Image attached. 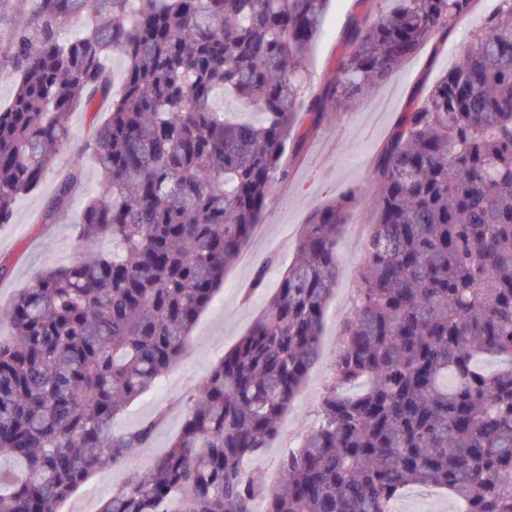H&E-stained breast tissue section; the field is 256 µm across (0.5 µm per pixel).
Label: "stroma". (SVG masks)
<instances>
[{"mask_svg":"<svg viewBox=\"0 0 512 512\" xmlns=\"http://www.w3.org/2000/svg\"><path fill=\"white\" fill-rule=\"evenodd\" d=\"M386 7L385 0H373L368 8L356 0H330L321 33L306 61L308 89H322L335 73L354 18L366 13L378 18ZM465 33L462 27L452 31L446 46L440 48L427 43L351 109L337 113L333 121L320 125L311 134L288 183L276 187L273 199L261 214L259 234L248 243L241 259L226 270L211 303L199 315L190 345L161 382L134 399L116 419L117 427L132 429L158 412L166 414L151 446L136 451L134 462L139 468L149 467L169 447L180 429L184 400L264 311L291 262L296 239L309 214L345 188L368 183L374 158L398 113L427 96L434 81L454 65L457 56L449 48L463 41ZM72 158V150L61 152L40 188L17 200L14 223L0 229V266L5 269L0 276L2 335L11 331L7 318L11 299L28 287L35 276L68 265L74 257V225L85 202L100 190V173L94 159H83L81 177L68 208L51 223L41 221ZM372 206L368 196L358 203L338 244V283L323 317L322 344L326 360L301 386L269 448L250 461L251 471L265 475L278 470L283 451L300 442L316 416L330 373V361L339 345L340 329L351 311L358 285L362 229L370 222ZM274 252L279 254L280 262L269 269L265 289L245 294L254 265ZM128 473L125 466L96 472L62 501L59 512H83L90 497L102 502L111 495L113 485L121 483Z\"/></svg>","mask_w":512,"mask_h":512,"instance_id":"35a3bbf8","label":"stroma"}]
</instances>
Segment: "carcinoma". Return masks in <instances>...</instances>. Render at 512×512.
<instances>
[{
    "mask_svg": "<svg viewBox=\"0 0 512 512\" xmlns=\"http://www.w3.org/2000/svg\"><path fill=\"white\" fill-rule=\"evenodd\" d=\"M355 30L324 92L305 61L327 0H37L0 53L16 90L0 107V227L70 148L69 115L123 94L75 152L44 214L54 220L93 155L102 193L77 242L112 239L40 274L0 338V512H58L100 469L132 462L158 418L114 427L191 342L224 271L329 112L444 40L474 0H390ZM94 18L72 33L70 20ZM230 94L259 112L214 107ZM374 207L353 313L315 423L284 452L270 489L243 469L324 353L337 243L364 193ZM275 257L245 294L262 288ZM508 358L494 371L488 360ZM409 487L442 488L467 512H512V0L463 61L400 113L366 185L315 209L265 313L187 398L151 466L98 512H391Z\"/></svg>",
    "mask_w": 512,
    "mask_h": 512,
    "instance_id": "1",
    "label": "carcinoma"
}]
</instances>
